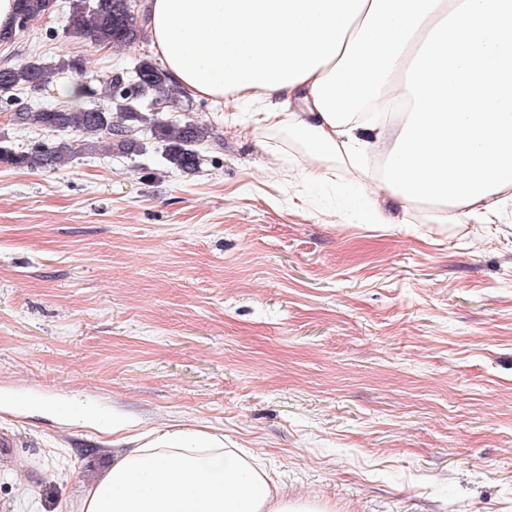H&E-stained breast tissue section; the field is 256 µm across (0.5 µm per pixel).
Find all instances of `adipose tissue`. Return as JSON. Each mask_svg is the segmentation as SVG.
<instances>
[{"label": "adipose tissue", "instance_id": "obj_1", "mask_svg": "<svg viewBox=\"0 0 512 512\" xmlns=\"http://www.w3.org/2000/svg\"><path fill=\"white\" fill-rule=\"evenodd\" d=\"M463 0H441L401 53L381 101L407 95L405 73L427 35ZM372 0H151L150 51L181 99L261 103L255 128H284L304 144L300 172L330 180L343 138L314 104L312 86L342 58ZM359 206L372 224H401L410 207L373 172ZM512 185L460 206L434 205L440 224L493 223ZM113 420L124 451L88 491L79 512H322L289 496L259 462L222 436L183 427L135 437Z\"/></svg>", "mask_w": 512, "mask_h": 512}]
</instances>
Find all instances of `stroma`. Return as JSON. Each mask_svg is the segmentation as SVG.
<instances>
[{
	"mask_svg": "<svg viewBox=\"0 0 512 512\" xmlns=\"http://www.w3.org/2000/svg\"><path fill=\"white\" fill-rule=\"evenodd\" d=\"M71 0L0 43V67L82 57L0 93L18 147L148 53L66 32ZM198 173L105 147L51 171L0 164V512H73L112 464V430L224 434L327 512H512V208L493 224L366 223L343 165L306 186L303 147L249 109L191 101Z\"/></svg>",
	"mask_w": 512,
	"mask_h": 512,
	"instance_id": "obj_1",
	"label": "stroma"
}]
</instances>
